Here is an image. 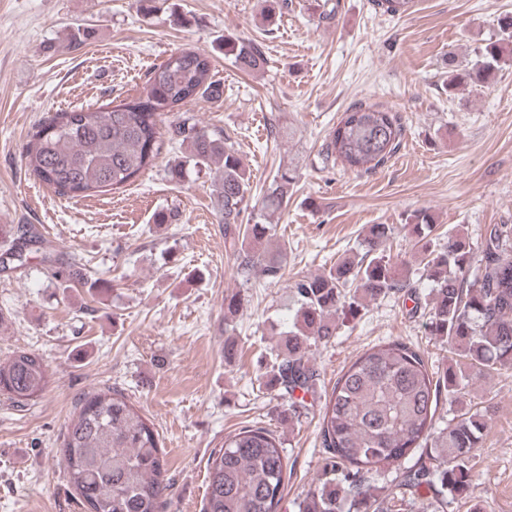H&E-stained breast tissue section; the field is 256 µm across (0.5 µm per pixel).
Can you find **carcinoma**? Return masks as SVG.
<instances>
[{
  "instance_id": "carcinoma-1",
  "label": "carcinoma",
  "mask_w": 512,
  "mask_h": 512,
  "mask_svg": "<svg viewBox=\"0 0 512 512\" xmlns=\"http://www.w3.org/2000/svg\"><path fill=\"white\" fill-rule=\"evenodd\" d=\"M392 17L407 13L414 0H372ZM501 37L474 49L477 60L458 67L448 61V91L463 85L488 86L495 72L512 60V16L499 22ZM224 51L246 70L266 61L250 40L224 36ZM211 60L180 50L154 68L145 97L102 111L78 108L57 112L39 125L25 147L30 172L60 196L91 197L133 181L160 154L158 118L202 97L218 99ZM175 134L186 155L170 166L179 180L188 167L216 165L214 209L224 232L240 242L239 269L257 268L268 283L284 276L286 250L272 246L273 217L286 202L292 170L274 176L242 236H236L246 208L251 173L224 136L182 119ZM401 118L379 103H358L344 112L325 143L328 160L355 174L371 173L399 150ZM434 214L410 216L413 247L425 260L433 302L429 329L451 346L463 365L434 378L417 348L399 341L372 347L337 379L319 413L325 458L323 472L305 493L298 512H402L406 497L424 493L462 496L472 480L469 459L487 424L488 410L464 412L436 425L439 395L459 399L482 372L512 368V226L495 224L484 239L480 260L465 236L436 244ZM388 224L369 226L357 258L293 283L300 303L294 330L265 367L268 386L289 398L315 392L320 373L312 349L329 343L339 319H356L366 304L411 287L404 265L391 261L385 245ZM52 379L38 354L17 350L0 362V393L21 407L41 396ZM418 459L401 463L414 451ZM71 487L85 512H163L169 485L158 435L125 395L112 388L86 393L76 405L60 448ZM382 466L400 468L392 488L376 485ZM287 468L284 448L273 432L245 427L230 434L209 456L204 512H276Z\"/></svg>"
}]
</instances>
